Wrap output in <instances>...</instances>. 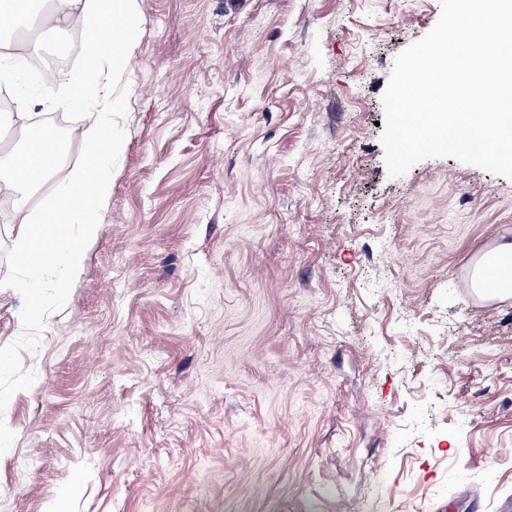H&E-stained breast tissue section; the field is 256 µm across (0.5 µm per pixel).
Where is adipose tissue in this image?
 <instances>
[{
    "instance_id": "adipose-tissue-1",
    "label": "adipose tissue",
    "mask_w": 512,
    "mask_h": 512,
    "mask_svg": "<svg viewBox=\"0 0 512 512\" xmlns=\"http://www.w3.org/2000/svg\"><path fill=\"white\" fill-rule=\"evenodd\" d=\"M137 0H57L53 20L67 26L78 20L99 19L110 23L112 35L104 39L107 58L90 50L85 75L69 86L74 105L87 110L82 137L88 150L82 165L56 169L44 162L43 155L53 141L44 131L0 166V190L15 197L17 231L16 260L34 270L56 268L65 279H74L83 264L87 246L108 205L112 190V161L123 145V137L112 121L121 111L120 99H91L88 87L101 83L105 69L122 68L135 42L132 18ZM57 182V199L49 207L35 211L30 207V188L46 178Z\"/></svg>"
}]
</instances>
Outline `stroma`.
I'll return each instance as SVG.
<instances>
[{"label":"stroma","instance_id":"stroma-1","mask_svg":"<svg viewBox=\"0 0 512 512\" xmlns=\"http://www.w3.org/2000/svg\"><path fill=\"white\" fill-rule=\"evenodd\" d=\"M440 0H138L79 277L28 300L0 219V512L512 504V180L390 177L382 96ZM35 116L84 110L24 73ZM35 311L22 317L27 302Z\"/></svg>","mask_w":512,"mask_h":512}]
</instances>
